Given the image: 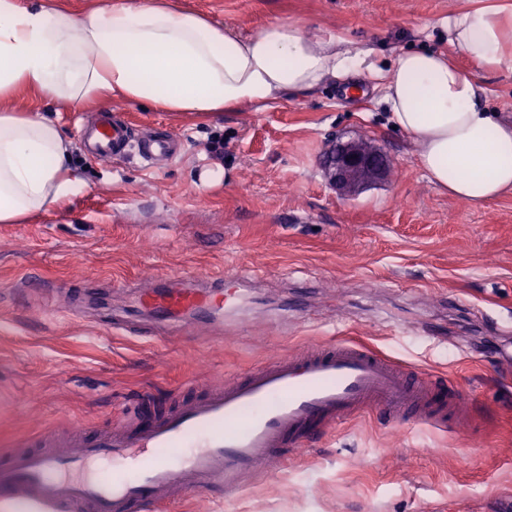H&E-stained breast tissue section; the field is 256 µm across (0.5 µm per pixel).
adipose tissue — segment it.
Wrapping results in <instances>:
<instances>
[{
    "mask_svg": "<svg viewBox=\"0 0 512 512\" xmlns=\"http://www.w3.org/2000/svg\"><path fill=\"white\" fill-rule=\"evenodd\" d=\"M436 25L449 52L400 54L381 83L382 100L429 181L482 206L512 193V122L490 108L485 89L451 53L487 71L511 66L512 6L467 7ZM366 62L329 32L275 21L243 36L167 0H114L78 17L50 0H0V224L28 221L80 183L56 123L3 109L17 90L67 105L119 97L210 114L265 106L363 73Z\"/></svg>",
    "mask_w": 512,
    "mask_h": 512,
    "instance_id": "obj_1",
    "label": "adipose tissue"
}]
</instances>
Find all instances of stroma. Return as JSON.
Returning <instances> with one entry per match:
<instances>
[{
	"label": "stroma",
	"mask_w": 512,
	"mask_h": 512,
	"mask_svg": "<svg viewBox=\"0 0 512 512\" xmlns=\"http://www.w3.org/2000/svg\"><path fill=\"white\" fill-rule=\"evenodd\" d=\"M244 35L277 20L329 31L390 71L408 49L446 48L436 21L512 0H171ZM512 119V69L474 70ZM200 120L120 99L137 129L182 143L153 170L129 155L92 160L79 136L97 108L58 109L18 92L8 108L54 116L84 181L26 224H0V455L43 432L119 424L124 407L162 413L187 387H213L332 337L364 342L457 386L467 420L414 430L356 415L233 503L190 497L166 512H501L512 499V194L482 207L442 193L394 129L368 75ZM224 139L215 160L207 147ZM368 137L391 177L344 197L328 143ZM221 166L220 182L202 173ZM246 273L239 331L159 324L135 304L151 280ZM94 291L74 294L73 280Z\"/></svg>",
	"instance_id": "1"
}]
</instances>
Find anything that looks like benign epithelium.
Returning <instances> with one entry per match:
<instances>
[{"mask_svg":"<svg viewBox=\"0 0 512 512\" xmlns=\"http://www.w3.org/2000/svg\"><path fill=\"white\" fill-rule=\"evenodd\" d=\"M324 164L332 185L343 193L382 180L390 172L388 157L366 138L332 144Z\"/></svg>","mask_w":512,"mask_h":512,"instance_id":"7a95c632","label":"benign epithelium"}]
</instances>
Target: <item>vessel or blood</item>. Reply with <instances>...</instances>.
I'll list each match as a JSON object with an SVG mask.
<instances>
[{
  "label": "vessel or blood",
  "instance_id": "b4317fda",
  "mask_svg": "<svg viewBox=\"0 0 512 512\" xmlns=\"http://www.w3.org/2000/svg\"><path fill=\"white\" fill-rule=\"evenodd\" d=\"M98 161L137 152L146 167L176 158L180 142L143 137L112 111L81 131ZM224 278L200 288L161 283L137 303L154 317L219 318ZM460 395L373 349L330 340L226 378L223 386L149 418L129 408L122 426L92 437L42 434L0 463V500L15 512H160L219 488L233 500L273 475L311 441L352 415L398 424L457 426Z\"/></svg>",
  "mask_w": 512,
  "mask_h": 512
}]
</instances>
